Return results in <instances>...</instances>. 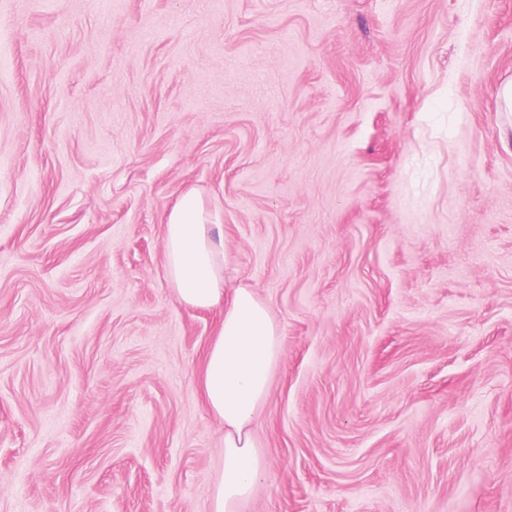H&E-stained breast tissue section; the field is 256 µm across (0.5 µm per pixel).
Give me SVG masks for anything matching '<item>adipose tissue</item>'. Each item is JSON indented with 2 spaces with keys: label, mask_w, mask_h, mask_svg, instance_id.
<instances>
[{
  "label": "adipose tissue",
  "mask_w": 512,
  "mask_h": 512,
  "mask_svg": "<svg viewBox=\"0 0 512 512\" xmlns=\"http://www.w3.org/2000/svg\"><path fill=\"white\" fill-rule=\"evenodd\" d=\"M165 273L177 299L197 309L222 311L201 368L205 408L224 425V465L205 512H238L266 467L255 431L282 355L279 325L255 289L228 287L224 235L218 213L199 194L184 193L166 218Z\"/></svg>",
  "instance_id": "obj_1"
}]
</instances>
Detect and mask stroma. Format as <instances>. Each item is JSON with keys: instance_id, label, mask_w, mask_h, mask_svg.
I'll return each instance as SVG.
<instances>
[{"instance_id": "35a3bbf8", "label": "stroma", "mask_w": 512, "mask_h": 512, "mask_svg": "<svg viewBox=\"0 0 512 512\" xmlns=\"http://www.w3.org/2000/svg\"><path fill=\"white\" fill-rule=\"evenodd\" d=\"M0 512H202L218 209L278 321L241 512H512V0H0Z\"/></svg>"}]
</instances>
